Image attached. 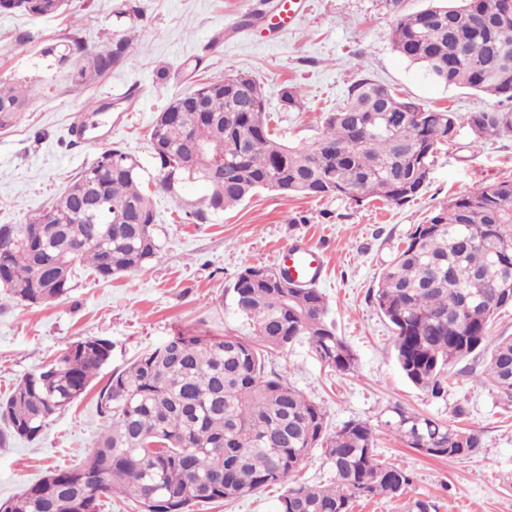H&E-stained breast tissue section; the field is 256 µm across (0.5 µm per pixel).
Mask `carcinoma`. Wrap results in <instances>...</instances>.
Wrapping results in <instances>:
<instances>
[{
  "mask_svg": "<svg viewBox=\"0 0 512 512\" xmlns=\"http://www.w3.org/2000/svg\"><path fill=\"white\" fill-rule=\"evenodd\" d=\"M64 0H0V12L51 17ZM394 50L448 86L512 101V0H431L405 13L389 0ZM119 28L102 48L69 37L46 48L76 81L112 72L134 51L124 22L143 21L136 0L114 13ZM25 90L0 81V126L26 110ZM261 85L244 73L212 76L175 97L153 125L150 151L159 168L155 192L140 164L109 148L80 171L48 207L25 224L0 225V301L39 306L67 297L80 266L102 280L131 275L158 253L154 193L177 196L198 182L203 195L186 211L207 224L260 190L313 198L362 197L403 205L424 189L438 145L465 128L477 137L512 131L502 112L433 110L393 88L361 79L328 113L321 137L291 146L269 125ZM206 158L223 156L209 170ZM99 207L89 212L87 198ZM512 180L482 183L415 226L370 293L394 330L399 368L415 387L440 399L450 369L483 358L476 383L491 386L499 407L512 410V336L488 347L495 316L512 306ZM233 306L249 337L185 336L143 354L112 374L99 393L109 420L86 461L53 469L0 512H99L101 498L127 495L155 512H191L202 502L236 500L285 484L277 512H350L357 500L398 497L412 474L380 461L375 432L363 420L328 432L326 411L282 374L266 369L268 354L305 338L318 359L343 374L357 358L327 319L325 297L270 266H248L232 287ZM103 339L77 343L59 359L26 374L0 400L9 436L38 438L47 420L88 390L110 358ZM383 424L430 458L459 460L482 448L480 433L451 427L400 405ZM324 449L327 484L289 478L310 452Z\"/></svg>",
  "mask_w": 512,
  "mask_h": 512,
  "instance_id": "obj_1",
  "label": "carcinoma"
}]
</instances>
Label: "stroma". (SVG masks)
Wrapping results in <instances>:
<instances>
[{"instance_id": "obj_1", "label": "stroma", "mask_w": 512, "mask_h": 512, "mask_svg": "<svg viewBox=\"0 0 512 512\" xmlns=\"http://www.w3.org/2000/svg\"><path fill=\"white\" fill-rule=\"evenodd\" d=\"M116 2L69 0L62 15L39 20L0 12V80L22 82L30 94L27 111L0 129V224L26 223L110 146L134 155L145 188H152L157 168L150 128L172 97L191 87L181 64L193 56L203 57L206 75L239 71L257 79L271 127L291 145L320 138L326 114L362 78L462 116L483 109L512 114V102L440 83L399 55L388 38L394 16L386 0H298L293 23L280 30L273 22L281 0H138L145 25L138 51L123 65L88 83L56 69L45 48L71 35L105 46ZM258 7L264 19L238 28L242 13ZM163 69L164 80L158 77ZM287 84L300 88L302 107L282 104ZM79 120L86 131L77 140L71 127ZM501 180H512V133L484 139L464 129L442 145L421 195L400 206L262 191L216 221L193 224L186 205L201 186L186 185L175 198L156 196L160 251L144 270L109 281L79 278L67 298L50 304L0 307V398L76 343L103 339L112 346L87 393L50 418L37 440L0 443V503L51 469L85 461L108 425L97 401L113 372L180 332L250 335L233 307L237 274L272 265L279 248L303 240L326 257L328 273L318 288L357 368L329 370L304 339L271 354L267 367L323 406L330 427L351 419L374 424L377 457L414 475L406 494L360 501L351 512H411L418 500L435 504L436 512H512V413L497 406L490 388L464 377L441 399L414 387L397 364L390 324L369 296L415 225L476 185ZM396 405L479 432L480 452L448 461L408 448L380 425ZM459 405L464 415H456ZM283 491L266 487L195 512H276Z\"/></svg>"}]
</instances>
